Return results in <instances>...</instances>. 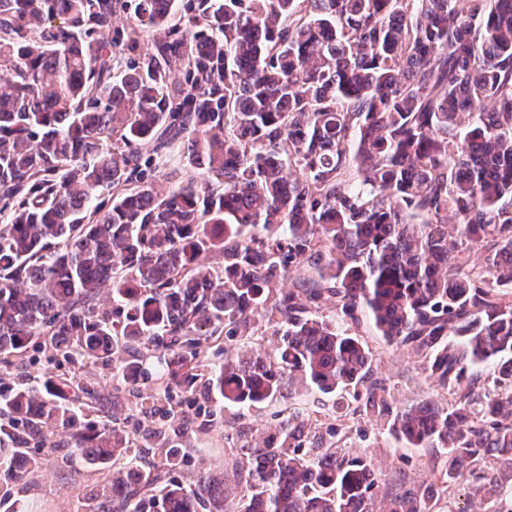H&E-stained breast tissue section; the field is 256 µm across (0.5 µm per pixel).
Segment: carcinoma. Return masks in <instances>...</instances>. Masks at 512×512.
<instances>
[{"instance_id": "cac0c4a2", "label": "carcinoma", "mask_w": 512, "mask_h": 512, "mask_svg": "<svg viewBox=\"0 0 512 512\" xmlns=\"http://www.w3.org/2000/svg\"><path fill=\"white\" fill-rule=\"evenodd\" d=\"M117 8L0 0V366L110 364L161 423L132 433L116 401L87 420L93 391L48 373L0 389V505L24 512L11 485L55 428L72 459L126 460L83 512H375L370 462L304 448L297 418L243 446L242 496L222 467L185 472L171 396L361 387L381 422L386 387L342 328L365 316L453 398L387 423L442 457L388 512H435L457 483L512 512V0H138L121 29ZM176 158L201 178L174 181ZM267 333L272 357L204 363L216 334ZM485 364L501 389L475 388Z\"/></svg>"}]
</instances>
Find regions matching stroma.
<instances>
[{
  "label": "stroma",
  "instance_id": "1",
  "mask_svg": "<svg viewBox=\"0 0 512 512\" xmlns=\"http://www.w3.org/2000/svg\"><path fill=\"white\" fill-rule=\"evenodd\" d=\"M353 333L372 353L374 378L381 380L388 391L390 414L423 399L447 403V390L437 387L423 372V359L411 349L388 344L378 336L369 320L353 326ZM59 371L66 377L90 382L101 396L100 404L89 412L95 421L107 419L112 412V370L97 364H73L60 361ZM184 407L189 412L214 413L199 434L197 448L190 453L188 470H195L199 460L224 469L232 477V463L239 448L256 428L269 429L279 417L299 414L307 425L315 444L336 448L349 457L370 460L380 477L381 495H390L428 482L436 449L411 447L396 440L386 429L370 421L363 412V399L353 389L331 395L319 391L292 401H275L249 411L219 409L217 404L186 396ZM112 475L111 469H92L66 461L62 452L44 456L40 471L25 477L14 488V496L22 500L26 512H83L85 493L102 484Z\"/></svg>",
  "mask_w": 512,
  "mask_h": 512
}]
</instances>
